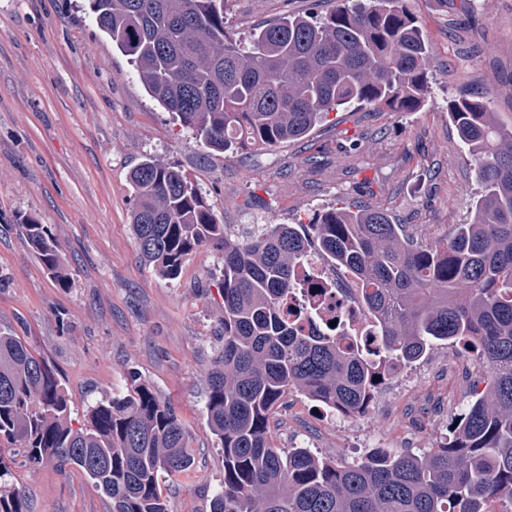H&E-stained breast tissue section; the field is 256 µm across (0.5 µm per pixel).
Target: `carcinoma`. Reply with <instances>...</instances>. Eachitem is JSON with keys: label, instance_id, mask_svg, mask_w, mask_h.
Instances as JSON below:
<instances>
[{"label": "carcinoma", "instance_id": "cac0c4a2", "mask_svg": "<svg viewBox=\"0 0 512 512\" xmlns=\"http://www.w3.org/2000/svg\"><path fill=\"white\" fill-rule=\"evenodd\" d=\"M98 28L150 96L227 155L309 135L353 105L413 112L425 102L432 48L404 0H341L330 13L286 14L246 44L224 30L216 0H88ZM480 193L448 242L406 235L382 209L335 206L309 224H253L240 241L177 167L149 158L131 172L139 253L164 278L190 252H222L224 345L207 375L206 414L224 452L212 512H512V127L486 96L451 101ZM22 236L62 288L70 273L51 228ZM363 288L365 336L288 311L311 255ZM447 341L474 357V400L445 442L422 453L377 451L339 465L276 448L270 417L300 392L345 417L366 413L385 378ZM62 382L20 337L0 332V447L21 465L76 469L112 512H168L164 483L189 475L187 428L141 378L87 406L71 425ZM0 460V512H30Z\"/></svg>", "mask_w": 512, "mask_h": 512}]
</instances>
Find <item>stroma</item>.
<instances>
[{
  "instance_id": "35a3bbf8",
  "label": "stroma",
  "mask_w": 512,
  "mask_h": 512,
  "mask_svg": "<svg viewBox=\"0 0 512 512\" xmlns=\"http://www.w3.org/2000/svg\"><path fill=\"white\" fill-rule=\"evenodd\" d=\"M433 48L426 105L414 112H333L309 136L229 157L173 120L101 32L86 0H0V329L58 373L73 406L125 388L137 374L187 427L188 479L164 487L169 512H211L224 454L206 418V376L221 348L220 252L185 257L176 280L138 254L129 173L146 158L177 166L220 223L306 224L336 202L400 219L408 234L445 242L469 219L478 188L471 156L448 119L454 98L486 93L512 126V0H404ZM334 0H224L230 36L288 14L326 13ZM49 225L71 276L62 288L19 233ZM471 359L437 346L397 368L369 411L343 417L301 394L270 420L276 447L352 463L378 450L427 449L470 403ZM31 512H110L78 472L14 464Z\"/></svg>"
}]
</instances>
